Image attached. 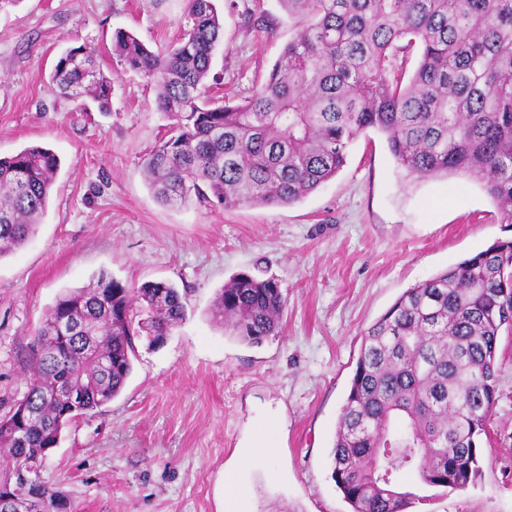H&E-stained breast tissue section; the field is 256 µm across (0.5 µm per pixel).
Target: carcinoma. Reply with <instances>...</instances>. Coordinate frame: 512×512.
Returning <instances> with one entry per match:
<instances>
[{"label": "carcinoma", "mask_w": 512, "mask_h": 512, "mask_svg": "<svg viewBox=\"0 0 512 512\" xmlns=\"http://www.w3.org/2000/svg\"><path fill=\"white\" fill-rule=\"evenodd\" d=\"M279 2L296 36L248 97L215 107L201 95L220 81L214 0H187L183 33L161 52L113 33L120 64L155 83L156 109L171 121L144 160L159 201L291 205L334 178L374 129L407 175L477 181L512 225V0ZM51 84L110 109L112 78L85 45L59 56ZM59 167L41 146L0 157V258L35 234ZM285 306L275 279L243 273L220 289L211 316L259 345L278 333ZM185 315L172 284L105 273L56 298L35 330L27 391L0 416V512H71L62 492L43 480L26 486L21 474L42 471L69 423L119 395L135 339L160 346ZM504 329L512 238L407 289L363 332L331 450L351 512H407L408 478L450 492L476 478Z\"/></svg>", "instance_id": "cac0c4a2"}]
</instances>
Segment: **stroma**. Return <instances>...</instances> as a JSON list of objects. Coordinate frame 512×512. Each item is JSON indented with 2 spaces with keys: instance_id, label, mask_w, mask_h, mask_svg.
Returning a JSON list of instances; mask_svg holds the SVG:
<instances>
[{
  "instance_id": "stroma-1",
  "label": "stroma",
  "mask_w": 512,
  "mask_h": 512,
  "mask_svg": "<svg viewBox=\"0 0 512 512\" xmlns=\"http://www.w3.org/2000/svg\"><path fill=\"white\" fill-rule=\"evenodd\" d=\"M224 39L215 101L261 83L296 27L278 0H215ZM185 0H5L0 5V157L40 145L60 169L30 240L0 258V413L21 398L34 330L56 298L106 273L176 286L185 320L137 344L122 392L73 421L42 477L74 512H350L330 452L362 333L408 288L511 238L476 181L406 177L380 133L302 201L233 209L160 202L142 174L169 126L153 83L124 70L115 30L155 50L185 24ZM274 18V29L247 16ZM94 50L109 111L50 89L66 49ZM276 279L277 335L250 345L212 320L226 281ZM497 401L465 489L420 487L411 512H512V334L496 350Z\"/></svg>"
}]
</instances>
